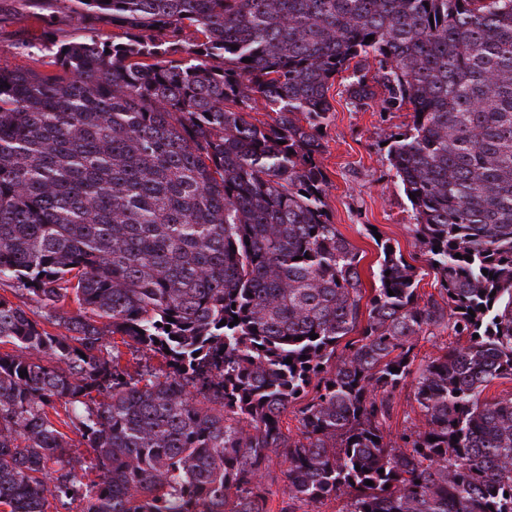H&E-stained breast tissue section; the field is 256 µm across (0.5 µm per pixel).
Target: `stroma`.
<instances>
[{
    "label": "stroma",
    "mask_w": 512,
    "mask_h": 512,
    "mask_svg": "<svg viewBox=\"0 0 512 512\" xmlns=\"http://www.w3.org/2000/svg\"><path fill=\"white\" fill-rule=\"evenodd\" d=\"M43 27L30 0H0V67L38 65L41 55H20L16 45L22 40L45 45ZM344 84L336 79L328 92L333 117L322 155L328 182L325 202L333 224L358 251L360 277L369 290L377 285V239L389 240L405 259L419 255L410 230L411 207L383 145L385 133L405 127L409 118L401 111L381 113L376 103L354 106Z\"/></svg>",
    "instance_id": "obj_1"
}]
</instances>
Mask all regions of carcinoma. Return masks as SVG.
Here are the masks:
<instances>
[{"label": "carcinoma", "instance_id": "cac0c4a2", "mask_svg": "<svg viewBox=\"0 0 512 512\" xmlns=\"http://www.w3.org/2000/svg\"><path fill=\"white\" fill-rule=\"evenodd\" d=\"M71 2L51 61L0 68V512H512V0ZM345 72L411 116L436 295L385 241L365 296L326 210ZM122 352L121 364L125 366L131 374L135 375L137 372H142L149 368H154L157 371L162 367L161 358L152 356L150 353L142 351H135L132 347L119 344ZM417 404L413 401L411 389L408 387L402 391L400 395H397L394 404V410L392 415V431L394 434L400 432L404 426L410 425L411 421H415L419 418ZM406 417H409L408 422H404Z\"/></svg>", "mask_w": 512, "mask_h": 512}]
</instances>
